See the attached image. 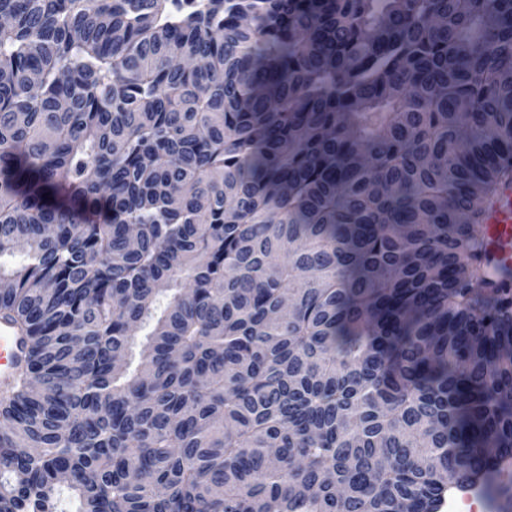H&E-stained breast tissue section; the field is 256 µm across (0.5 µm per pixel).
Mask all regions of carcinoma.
Here are the masks:
<instances>
[{
  "instance_id": "cac0c4a2",
  "label": "carcinoma",
  "mask_w": 512,
  "mask_h": 512,
  "mask_svg": "<svg viewBox=\"0 0 512 512\" xmlns=\"http://www.w3.org/2000/svg\"><path fill=\"white\" fill-rule=\"evenodd\" d=\"M0 16V512H512V0ZM483 237L490 254V270L497 274L512 269V188L485 221ZM26 340L7 320L0 318V389L12 382L15 366L24 355Z\"/></svg>"
}]
</instances>
